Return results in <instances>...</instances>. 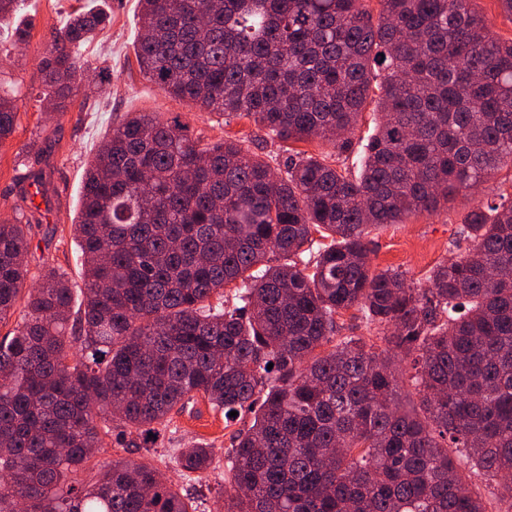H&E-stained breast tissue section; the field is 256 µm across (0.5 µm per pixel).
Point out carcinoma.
<instances>
[{"instance_id": "1", "label": "carcinoma", "mask_w": 512, "mask_h": 512, "mask_svg": "<svg viewBox=\"0 0 512 512\" xmlns=\"http://www.w3.org/2000/svg\"><path fill=\"white\" fill-rule=\"evenodd\" d=\"M24 2L0 0L16 42ZM366 2L138 0L136 60L169 97L345 157L368 101L381 119L355 176L126 113L86 170L77 309L52 265L24 290L28 225L0 221V321L26 297L0 341V512H190L147 462H108L88 486L73 474L110 438L148 443L198 397L253 414L225 512H489L476 476L512 506V197L469 210L470 247L424 288L371 270L366 242L512 166V41L473 0ZM111 23L95 4L56 29L48 106L96 82L77 54ZM16 116L0 93V141ZM350 309L382 345L339 335ZM407 361L417 404L398 392ZM212 457L199 443L178 464L199 473Z\"/></svg>"}]
</instances>
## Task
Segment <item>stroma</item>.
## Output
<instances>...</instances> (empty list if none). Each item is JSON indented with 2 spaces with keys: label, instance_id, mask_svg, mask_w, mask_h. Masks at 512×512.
Instances as JSON below:
<instances>
[{
  "label": "stroma",
  "instance_id": "obj_1",
  "mask_svg": "<svg viewBox=\"0 0 512 512\" xmlns=\"http://www.w3.org/2000/svg\"><path fill=\"white\" fill-rule=\"evenodd\" d=\"M24 19L31 29L26 43L14 44L10 30L0 29V90L16 94L14 132L0 141V218L23 213L29 218L31 241L28 265L38 274L43 263L60 267L73 283H80L82 259L73 242L72 223L79 207L83 174L88 159L108 132L128 112H159L179 119L192 137L215 142L227 137L241 140L262 158L285 159L287 151L330 156L325 141L293 143L283 149L279 141L245 118H223L189 101L164 95L140 72L133 50L137 36V0H107L112 26L82 47V68L104 73V85L82 86L66 111L46 114L36 94L42 88L39 61L52 35L66 15L88 0H26ZM512 181V171L475 193L458 196L433 214H416L401 224L371 229L367 236L372 269L388 267L405 272L422 286L432 268L464 252L467 242L459 229L467 211L478 201L493 200L499 183ZM250 415L228 424L222 413L199 400L193 412L173 414L160 429L150 450L138 458L153 464L162 478L190 498L198 512H214L231 480L227 467L232 437L247 428ZM202 439L214 448L206 472L185 475L176 464L181 449Z\"/></svg>",
  "mask_w": 512,
  "mask_h": 512
}]
</instances>
